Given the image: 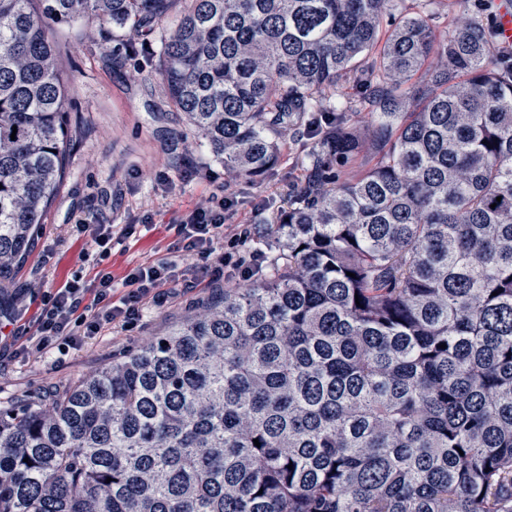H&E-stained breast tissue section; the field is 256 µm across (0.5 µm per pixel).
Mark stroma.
<instances>
[{"instance_id":"1","label":"stroma","mask_w":512,"mask_h":512,"mask_svg":"<svg viewBox=\"0 0 512 512\" xmlns=\"http://www.w3.org/2000/svg\"><path fill=\"white\" fill-rule=\"evenodd\" d=\"M500 0H443L437 33L451 31L472 12L483 11L495 22ZM59 66L70 81L67 174L44 224L6 291L0 293V321L11 333L0 338V406L17 407L45 392L63 391L112 358L139 348L151 336L201 310L225 286H241L230 277L219 282L197 276L194 287L172 291L159 304H149L129 331L104 329L78 349H51L47 358L14 356L13 335L33 333V320L45 293L74 275L92 280L98 265L122 277L134 265L164 256L176 238L177 219L198 203L226 192L236 203L227 223L249 229L236 244L235 256L258 249L263 223L304 178L302 161L310 142L290 138L281 165L271 178L254 184L232 180L215 162L185 116L165 95L155 71L126 56L110 30L85 19L55 27ZM103 216L111 224H138L137 237L116 242L107 260L72 229V215Z\"/></svg>"}]
</instances>
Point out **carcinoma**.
I'll use <instances>...</instances> for the list:
<instances>
[{
  "mask_svg": "<svg viewBox=\"0 0 512 512\" xmlns=\"http://www.w3.org/2000/svg\"><path fill=\"white\" fill-rule=\"evenodd\" d=\"M435 5L0 0V288L66 174L55 25L143 50L234 180L311 141L255 284L0 408V512H512V55Z\"/></svg>",
  "mask_w": 512,
  "mask_h": 512,
  "instance_id": "obj_1",
  "label": "carcinoma"
}]
</instances>
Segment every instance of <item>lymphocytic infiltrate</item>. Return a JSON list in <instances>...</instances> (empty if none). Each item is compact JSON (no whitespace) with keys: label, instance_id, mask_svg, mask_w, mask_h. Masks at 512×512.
Wrapping results in <instances>:
<instances>
[{"label":"lymphocytic infiltrate","instance_id":"1","mask_svg":"<svg viewBox=\"0 0 512 512\" xmlns=\"http://www.w3.org/2000/svg\"><path fill=\"white\" fill-rule=\"evenodd\" d=\"M231 198L210 200L185 213L177 222V238L169 245L165 257L129 269L122 279H114L111 270L96 272L92 282L74 277L55 293L46 295L44 306L35 319L36 330L20 344L24 356L46 355L56 346L79 348L87 339L97 336L107 325L127 329L137 323L147 303L162 302L170 288H190L198 274L223 279L225 272H239L241 277L254 276L260 268L259 256L233 258L221 252L224 243V212ZM78 234L89 236L99 251L100 259L112 254L114 237L131 238L136 225L121 229L94 221L93 217H77L73 226ZM122 296H115V288Z\"/></svg>","mask_w":512,"mask_h":512}]
</instances>
